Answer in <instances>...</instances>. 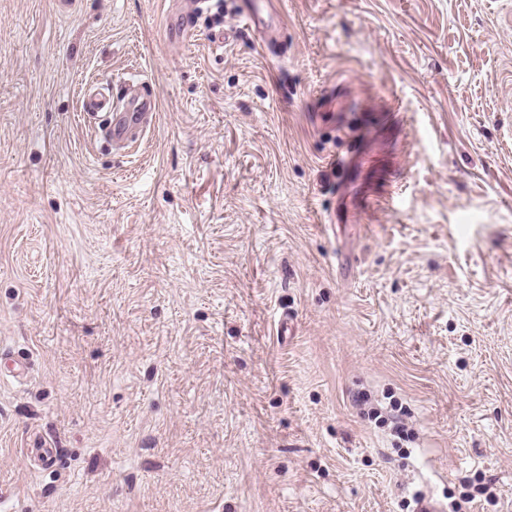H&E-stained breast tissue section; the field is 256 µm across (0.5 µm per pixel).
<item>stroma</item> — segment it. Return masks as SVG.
<instances>
[{"mask_svg":"<svg viewBox=\"0 0 512 512\" xmlns=\"http://www.w3.org/2000/svg\"><path fill=\"white\" fill-rule=\"evenodd\" d=\"M167 8L0 0V351L30 365L0 381V497L512 512V0H278L276 56L233 0L195 20L220 48ZM135 70L159 115L127 157L80 94ZM26 459L34 460L37 467L42 470L51 469L58 457V448H52L51 445H34L33 448H25Z\"/></svg>","mask_w":512,"mask_h":512,"instance_id":"1","label":"stroma"}]
</instances>
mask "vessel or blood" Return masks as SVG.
<instances>
[{"label":"vessel or blood","mask_w":512,"mask_h":512,"mask_svg":"<svg viewBox=\"0 0 512 512\" xmlns=\"http://www.w3.org/2000/svg\"><path fill=\"white\" fill-rule=\"evenodd\" d=\"M209 0H184L178 10L179 24L174 40L186 41L194 30L196 16ZM237 16L244 30L275 41L282 18L270 0H234ZM158 100L148 78L130 74L114 82L112 89L89 88L81 97V115L88 119L104 118L103 132L116 148L130 146L154 126Z\"/></svg>","instance_id":"vessel-or-blood-1"}]
</instances>
